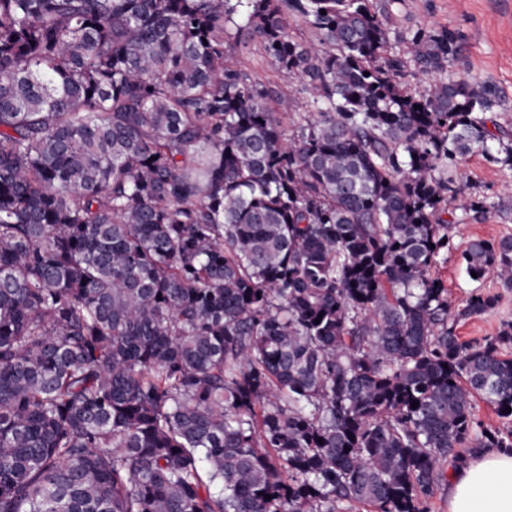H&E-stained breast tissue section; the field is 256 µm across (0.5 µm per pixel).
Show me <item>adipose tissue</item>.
Instances as JSON below:
<instances>
[{"mask_svg": "<svg viewBox=\"0 0 512 512\" xmlns=\"http://www.w3.org/2000/svg\"><path fill=\"white\" fill-rule=\"evenodd\" d=\"M448 512H512V455L488 449L451 478Z\"/></svg>", "mask_w": 512, "mask_h": 512, "instance_id": "ef3b65f1", "label": "adipose tissue"}]
</instances>
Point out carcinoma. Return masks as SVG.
Listing matches in <instances>:
<instances>
[{
	"instance_id": "1",
	"label": "carcinoma",
	"mask_w": 512,
	"mask_h": 512,
	"mask_svg": "<svg viewBox=\"0 0 512 512\" xmlns=\"http://www.w3.org/2000/svg\"><path fill=\"white\" fill-rule=\"evenodd\" d=\"M397 2L0 0V512H428L512 451L472 406L512 417V323L460 341L496 298L434 274L459 158L512 168V130ZM464 258L512 288V238ZM230 53L238 68L251 79L271 85L277 93L291 99L292 107L288 112H292V118L296 119L299 112H305L307 95L300 90V82L278 73L265 59L258 42H232Z\"/></svg>"
}]
</instances>
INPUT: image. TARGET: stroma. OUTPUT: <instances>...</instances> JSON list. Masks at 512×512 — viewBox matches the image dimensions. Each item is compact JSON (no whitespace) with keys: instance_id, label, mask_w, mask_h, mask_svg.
Instances as JSON below:
<instances>
[{"instance_id":"1","label":"stroma","mask_w":512,"mask_h":512,"mask_svg":"<svg viewBox=\"0 0 512 512\" xmlns=\"http://www.w3.org/2000/svg\"><path fill=\"white\" fill-rule=\"evenodd\" d=\"M399 30L420 27H447L463 38L459 68L478 74L500 90L502 104L495 118L504 128H512V0H400L393 7ZM230 53L239 69L251 79L271 85L292 101V113L305 109L306 95L298 81L278 73L265 59L258 42L232 45ZM512 183V171L485 156L474 153L460 158L455 187L462 197L496 199L506 184ZM455 247L436 272L448 288L452 307H461L470 294L481 292L499 297L497 306L483 316L460 320L456 334L461 340L479 341L496 335L502 323L512 322V288L501 287L497 280L476 282L467 274L464 252L475 240L494 241L512 236V217L496 212L450 224Z\"/></svg>"}]
</instances>
